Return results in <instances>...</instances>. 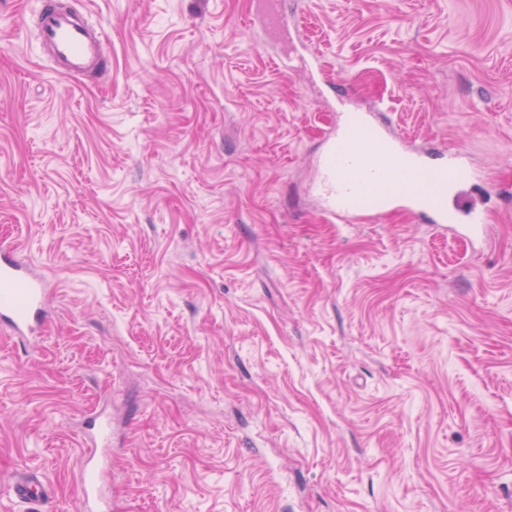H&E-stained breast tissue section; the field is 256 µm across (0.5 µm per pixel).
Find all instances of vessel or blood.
I'll return each mask as SVG.
<instances>
[{"instance_id": "b4317fda", "label": "vessel or blood", "mask_w": 512, "mask_h": 512, "mask_svg": "<svg viewBox=\"0 0 512 512\" xmlns=\"http://www.w3.org/2000/svg\"><path fill=\"white\" fill-rule=\"evenodd\" d=\"M260 11L266 27L287 29L282 0H261ZM36 35L39 50L56 75L79 81L107 75L112 69L104 29L64 0H40ZM318 174L314 191L321 211L342 223L363 214L381 216L396 202L433 224L444 226L462 219L467 227L477 228L485 222L484 214L456 193L468 177L458 152H450L442 163H428L422 151L404 146L386 124L367 113L342 114L327 139ZM44 294L43 284L30 275L15 252L1 247L0 323L8 324L18 337L39 331ZM79 488L86 512H102L94 469H81ZM11 493L22 501H39L47 490L32 472L17 480Z\"/></svg>"}]
</instances>
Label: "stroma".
<instances>
[{"label": "stroma", "mask_w": 512, "mask_h": 512, "mask_svg": "<svg viewBox=\"0 0 512 512\" xmlns=\"http://www.w3.org/2000/svg\"><path fill=\"white\" fill-rule=\"evenodd\" d=\"M112 72L0 0V246L48 288L0 330V512H512V0H83ZM463 151L482 240L311 192L341 108ZM38 469L43 502L9 498ZM261 18L268 28L288 30V15L282 8L281 0L260 1ZM79 488L83 503L85 505V511H107L102 510V505H104L106 508L107 505L103 502L101 498L98 477L94 469L83 467L80 470Z\"/></svg>", "instance_id": "1"}]
</instances>
